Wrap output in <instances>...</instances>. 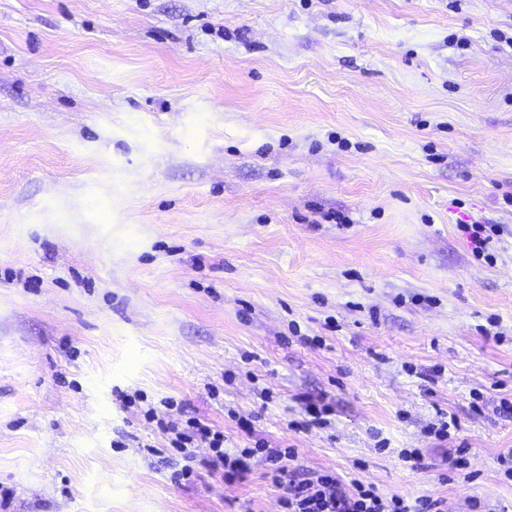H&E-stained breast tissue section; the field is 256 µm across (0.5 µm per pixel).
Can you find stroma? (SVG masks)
Returning <instances> with one entry per match:
<instances>
[{"label":"stroma","mask_w":512,"mask_h":512,"mask_svg":"<svg viewBox=\"0 0 512 512\" xmlns=\"http://www.w3.org/2000/svg\"><path fill=\"white\" fill-rule=\"evenodd\" d=\"M505 400L512 0H0V512H284L256 452L174 480V402L512 512Z\"/></svg>","instance_id":"obj_1"}]
</instances>
